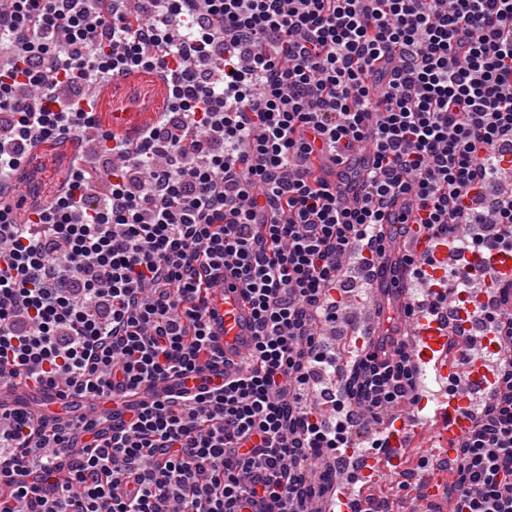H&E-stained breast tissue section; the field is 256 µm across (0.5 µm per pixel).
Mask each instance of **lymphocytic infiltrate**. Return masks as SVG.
Masks as SVG:
<instances>
[{"label":"lymphocytic infiltrate","instance_id":"obj_1","mask_svg":"<svg viewBox=\"0 0 512 512\" xmlns=\"http://www.w3.org/2000/svg\"><path fill=\"white\" fill-rule=\"evenodd\" d=\"M0 180L33 140L96 125L94 87L165 74L168 104L136 142L99 132L104 170L73 168L18 222L0 202V387L137 394L216 364L207 291L232 268L256 320L248 367L219 387L113 421L0 405V512H307L332 452L412 398L405 340L335 371L316 326L352 254L384 257L389 225L461 247L462 226L512 247V0H0ZM368 151L345 203L315 151ZM483 325L502 361L459 445L454 512H512V282Z\"/></svg>","mask_w":512,"mask_h":512}]
</instances>
